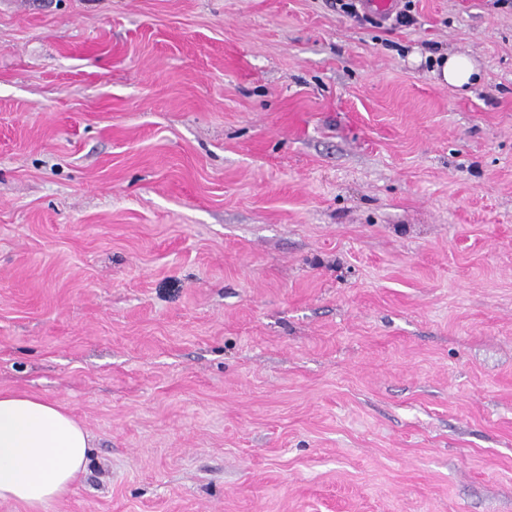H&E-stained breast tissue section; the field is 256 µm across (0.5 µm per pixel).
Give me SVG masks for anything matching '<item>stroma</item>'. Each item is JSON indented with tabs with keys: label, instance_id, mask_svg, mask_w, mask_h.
I'll return each mask as SVG.
<instances>
[{
	"label": "stroma",
	"instance_id": "1",
	"mask_svg": "<svg viewBox=\"0 0 512 512\" xmlns=\"http://www.w3.org/2000/svg\"><path fill=\"white\" fill-rule=\"evenodd\" d=\"M414 12L0 0V389L92 442L43 512H512V0ZM437 71L441 82L457 88L470 86L478 73L473 61L459 54H449L441 58Z\"/></svg>",
	"mask_w": 512,
	"mask_h": 512
}]
</instances>
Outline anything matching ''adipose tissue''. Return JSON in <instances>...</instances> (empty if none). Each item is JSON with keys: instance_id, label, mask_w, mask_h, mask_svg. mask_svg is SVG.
Segmentation results:
<instances>
[{"instance_id": "obj_1", "label": "adipose tissue", "mask_w": 512, "mask_h": 512, "mask_svg": "<svg viewBox=\"0 0 512 512\" xmlns=\"http://www.w3.org/2000/svg\"><path fill=\"white\" fill-rule=\"evenodd\" d=\"M90 453L87 430L60 403L0 390V500L42 512L70 491Z\"/></svg>"}]
</instances>
